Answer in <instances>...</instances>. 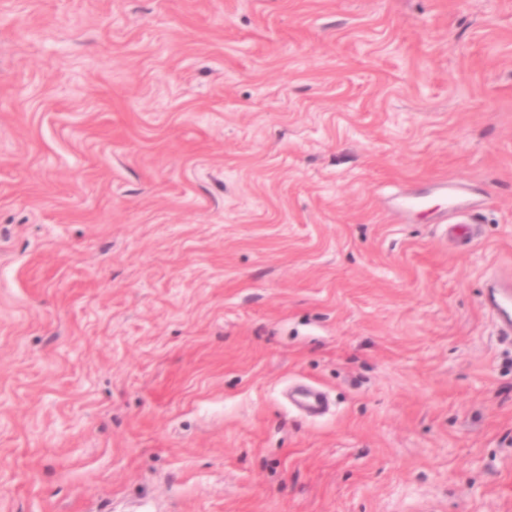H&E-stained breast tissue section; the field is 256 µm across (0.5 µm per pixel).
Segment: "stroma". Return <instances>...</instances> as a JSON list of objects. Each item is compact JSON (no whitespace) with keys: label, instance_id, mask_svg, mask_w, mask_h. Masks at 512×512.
Masks as SVG:
<instances>
[{"label":"stroma","instance_id":"1","mask_svg":"<svg viewBox=\"0 0 512 512\" xmlns=\"http://www.w3.org/2000/svg\"><path fill=\"white\" fill-rule=\"evenodd\" d=\"M492 270L512 0H0V512H512Z\"/></svg>","mask_w":512,"mask_h":512}]
</instances>
